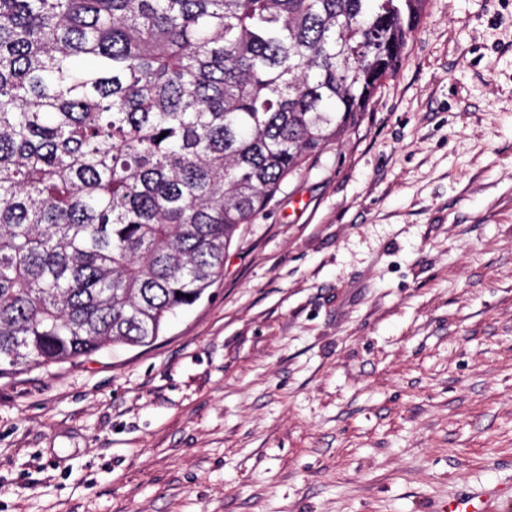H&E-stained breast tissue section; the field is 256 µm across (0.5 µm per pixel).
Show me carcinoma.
I'll use <instances>...</instances> for the list:
<instances>
[{"label":"carcinoma","mask_w":512,"mask_h":512,"mask_svg":"<svg viewBox=\"0 0 512 512\" xmlns=\"http://www.w3.org/2000/svg\"><path fill=\"white\" fill-rule=\"evenodd\" d=\"M424 3L0 0V379L147 345L198 302Z\"/></svg>","instance_id":"1"}]
</instances>
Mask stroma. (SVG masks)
I'll list each match as a JSON object with an SVG mask.
<instances>
[{"label":"stroma","instance_id":"1","mask_svg":"<svg viewBox=\"0 0 512 512\" xmlns=\"http://www.w3.org/2000/svg\"><path fill=\"white\" fill-rule=\"evenodd\" d=\"M512 512V0H426L145 346L0 381V512Z\"/></svg>","mask_w":512,"mask_h":512}]
</instances>
